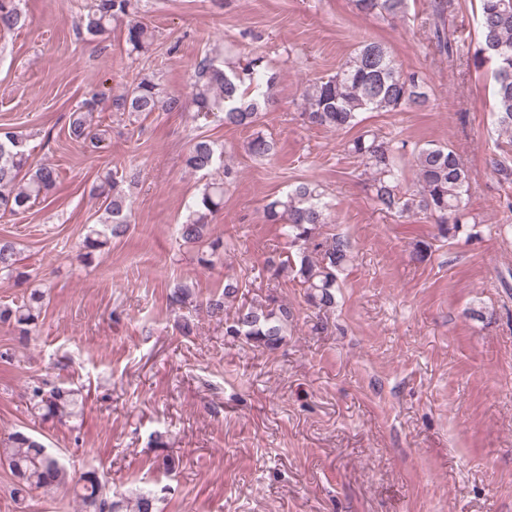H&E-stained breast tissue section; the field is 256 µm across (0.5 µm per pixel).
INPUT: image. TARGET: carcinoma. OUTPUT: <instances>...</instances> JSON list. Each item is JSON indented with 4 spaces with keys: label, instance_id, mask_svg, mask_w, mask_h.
<instances>
[{
    "label": "carcinoma",
    "instance_id": "obj_1",
    "mask_svg": "<svg viewBox=\"0 0 512 512\" xmlns=\"http://www.w3.org/2000/svg\"><path fill=\"white\" fill-rule=\"evenodd\" d=\"M139 0H93L80 16L76 29L92 37H101L112 25L125 27L127 55L132 57L149 50L153 33L136 18ZM481 47L475 54L476 64H492L495 82L496 124L512 135V0H479ZM363 15L398 17L405 14L407 0H354ZM23 26L18 0H0V32ZM279 80L278 69L257 56L243 66L224 60L213 49L196 59L186 96L166 92L150 76H142L124 92L109 100L97 94L85 99L69 116L70 134L85 148L95 152L104 146L108 130L94 122V114L110 112L138 117L152 112L182 111L188 107L205 120L219 116L226 127L250 128L261 113L274 103L273 90ZM425 83L418 75L407 72L397 63L386 45L367 38L360 42L336 74L309 84L302 93L303 124L329 131L350 129L363 112H403L420 109L428 103ZM407 147L376 135L361 134L349 143V152L372 175L370 191L380 210L403 217L422 213L438 224L443 233H460L469 224L465 196L468 175L460 156L445 145L414 146L417 167L416 189L402 190L399 155ZM249 154L266 158L274 143L260 133L247 143ZM224 162L223 145L204 136L192 138L184 158L192 172H209ZM237 177L229 166L224 178L204 185L188 207L177 233L183 243L195 249L198 265L210 269L224 258V239L209 234L216 213L224 203V188ZM58 172L50 164L32 165L27 136L12 130H0V212L11 215L27 213L40 199L56 188ZM134 175L120 178L107 172L92 187V194L104 198L100 223L86 227L79 243L78 258L86 262L96 252L110 247L112 241L127 235L132 217V201L123 183ZM263 219L282 225V235L296 249L297 261L286 258L270 261L272 275L279 278L295 271L307 302L318 308L336 304L339 273L352 260L350 242L340 236H322L323 226L331 223L322 202V192L310 182H300L286 194L269 200L263 207ZM20 251L10 241H0V278L26 280ZM239 282L224 281V291L207 301L214 316L224 314L225 301L237 298ZM196 299L195 289L187 284L175 285L169 302L178 308ZM46 294L32 288L21 301L0 305V323L13 326L20 336H28L39 325L45 310ZM292 312L273 298L262 307L241 303L226 326L229 336H243L256 348L278 349L288 336ZM30 411L44 420L70 421L82 414V393L78 388L47 387L35 381L28 387ZM0 462L7 465L14 484L11 498L25 501L33 490L45 492L67 485L80 505V512H161V497L152 489H138L128 494L112 491L108 481L97 471L84 472L78 480L70 478L59 455L40 438L15 430L0 438Z\"/></svg>",
    "mask_w": 512,
    "mask_h": 512
}]
</instances>
